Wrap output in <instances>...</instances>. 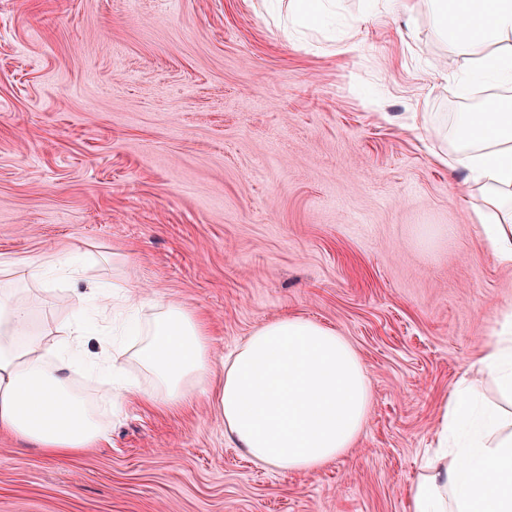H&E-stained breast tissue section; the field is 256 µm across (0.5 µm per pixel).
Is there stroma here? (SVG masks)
Listing matches in <instances>:
<instances>
[{
    "instance_id": "35a3bbf8",
    "label": "stroma",
    "mask_w": 512,
    "mask_h": 512,
    "mask_svg": "<svg viewBox=\"0 0 512 512\" xmlns=\"http://www.w3.org/2000/svg\"><path fill=\"white\" fill-rule=\"evenodd\" d=\"M336 12L330 41L263 0H0V267L89 257L39 313L125 277L208 315L219 358L298 315L345 336L372 388L355 447L315 473L250 460L203 396L102 407L108 440L65 461L0 433V512H405L512 266L435 159L451 113L484 109L466 61L398 0Z\"/></svg>"
}]
</instances>
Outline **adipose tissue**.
I'll list each match as a JSON object with an SVG mask.
<instances>
[{
	"mask_svg": "<svg viewBox=\"0 0 512 512\" xmlns=\"http://www.w3.org/2000/svg\"><path fill=\"white\" fill-rule=\"evenodd\" d=\"M469 64L470 79L512 86V0H408ZM448 164L463 169L460 191L480 200L476 233L512 266V113L459 112ZM57 260L0 270V432L66 460L107 440L99 396L177 409L204 395L224 434L245 455L282 472H316L354 447L372 401L368 369L336 329L301 316L257 327L215 359L206 319L175 301L143 299L127 285L99 294L123 316L100 336L91 374L75 380L85 331L37 320L30 290L50 291ZM497 400L461 376L439 407L436 447L407 491L406 512H512V312L497 321L479 360Z\"/></svg>",
	"mask_w": 512,
	"mask_h": 512,
	"instance_id": "ef3b65f1",
	"label": "adipose tissue"
}]
</instances>
